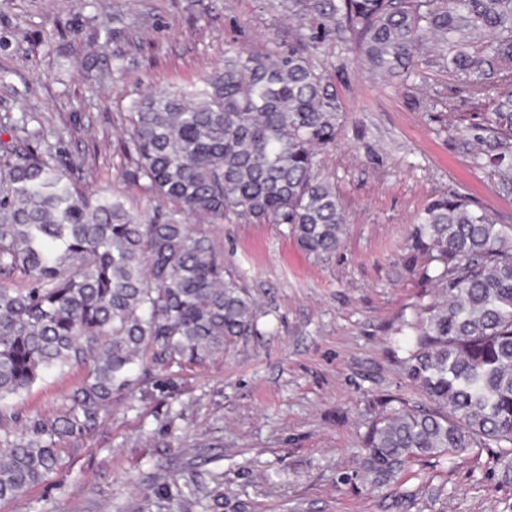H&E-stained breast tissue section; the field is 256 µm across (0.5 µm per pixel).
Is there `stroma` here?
Returning <instances> with one entry per match:
<instances>
[{
    "mask_svg": "<svg viewBox=\"0 0 512 512\" xmlns=\"http://www.w3.org/2000/svg\"><path fill=\"white\" fill-rule=\"evenodd\" d=\"M296 44L286 0H0V141L12 126L42 129L32 149L71 167L86 194L121 195L141 218L160 201L122 177L132 104L188 87L268 37ZM332 71L345 116L319 155L348 212L343 244L316 259L285 224L204 225L224 266L259 307L258 333L132 411L113 403L71 443L67 466L0 512H512L493 449L437 466L411 465L391 489L359 470L367 400L426 396L406 378L395 330L424 289L404 263L415 215L457 191L512 239V196L472 166L457 113L475 107L462 81L418 58L442 92L376 78L344 44L312 50ZM82 375L47 377L13 403L21 419L53 415ZM177 469L169 492L159 477ZM418 491L420 507L400 493Z\"/></svg>",
    "mask_w": 512,
    "mask_h": 512,
    "instance_id": "35a3bbf8",
    "label": "stroma"
}]
</instances>
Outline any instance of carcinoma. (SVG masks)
<instances>
[{"label": "carcinoma", "mask_w": 512, "mask_h": 512, "mask_svg": "<svg viewBox=\"0 0 512 512\" xmlns=\"http://www.w3.org/2000/svg\"><path fill=\"white\" fill-rule=\"evenodd\" d=\"M288 12L315 41L349 35L375 76L417 77L429 53L471 99H491L461 133L512 196V0H288ZM133 108L124 177L166 203L147 219L118 197H86L28 139L0 144V500L58 473L63 445L95 431L112 402L152 396L154 369L201 365L257 333L255 302L183 216L287 224L316 257L342 243L347 211L317 157L336 144L343 104L304 52L231 47L197 86ZM408 251L434 295L396 334L430 405L372 402L360 470L388 490L413 464L494 447L512 486V244L468 198L443 193L415 216ZM74 366L83 376L65 410L13 429L12 402Z\"/></svg>", "instance_id": "cac0c4a2"}]
</instances>
